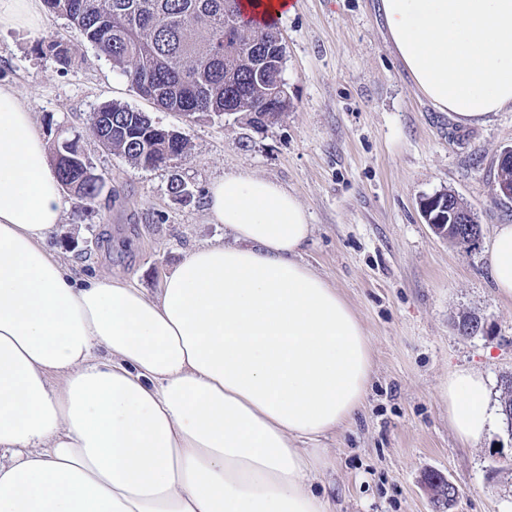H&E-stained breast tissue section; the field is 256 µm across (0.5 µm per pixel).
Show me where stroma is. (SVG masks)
Here are the masks:
<instances>
[{
    "mask_svg": "<svg viewBox=\"0 0 512 512\" xmlns=\"http://www.w3.org/2000/svg\"><path fill=\"white\" fill-rule=\"evenodd\" d=\"M292 2L277 21L291 107L264 126L237 114L189 123L158 107L63 15L49 11L36 29L0 32V84L30 106L47 143L61 127L79 136L105 180L95 202L65 194L46 246L77 279L116 276L154 294L188 250L232 243L207 216L212 182L246 172L281 184L314 226L304 261L350 304L373 352L361 407L324 442L333 465L316 483L336 512H436L427 489L436 473L459 489L450 512H512V428L497 418L480 444L461 446L443 396L450 373L476 368L496 407L501 380L512 375V299L497 294L490 267L496 226L512 224V202H500L497 187L512 112L461 127L435 110L393 51L379 0ZM107 102L181 131L187 154L156 169L113 155L87 125ZM175 178L192 189L190 201L171 194ZM439 192L472 208L477 246L425 223L419 201ZM468 313L485 334L458 335Z\"/></svg>",
    "mask_w": 512,
    "mask_h": 512,
    "instance_id": "obj_1",
    "label": "stroma"
}]
</instances>
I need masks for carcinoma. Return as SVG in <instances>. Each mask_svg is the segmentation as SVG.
Masks as SVG:
<instances>
[{
	"instance_id": "cac0c4a2",
	"label": "carcinoma",
	"mask_w": 512,
	"mask_h": 512,
	"mask_svg": "<svg viewBox=\"0 0 512 512\" xmlns=\"http://www.w3.org/2000/svg\"><path fill=\"white\" fill-rule=\"evenodd\" d=\"M66 16L78 37L112 62L131 89L159 107L188 118L240 112L263 125L288 111L282 99L263 103L276 88L281 34L273 20L244 18L241 0H45ZM87 123L109 151L134 165L184 154L185 135H168L138 110L114 102L89 114ZM61 185L92 203L104 180L83 178L88 161L79 141L53 145ZM78 157L82 162L71 163Z\"/></svg>"
}]
</instances>
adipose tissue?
I'll list each match as a JSON object with an SVG mask.
<instances>
[{
    "label": "adipose tissue",
    "mask_w": 512,
    "mask_h": 512,
    "mask_svg": "<svg viewBox=\"0 0 512 512\" xmlns=\"http://www.w3.org/2000/svg\"><path fill=\"white\" fill-rule=\"evenodd\" d=\"M415 87L461 126L512 111V0H380ZM61 186L29 107L0 86V512H334L313 440L360 408L373 354L345 300L301 259L313 226L279 184L208 191L233 244L187 252L158 295L76 280L44 241ZM491 273L512 298V224ZM475 445L483 372L444 385Z\"/></svg>",
    "instance_id": "obj_1"
}]
</instances>
